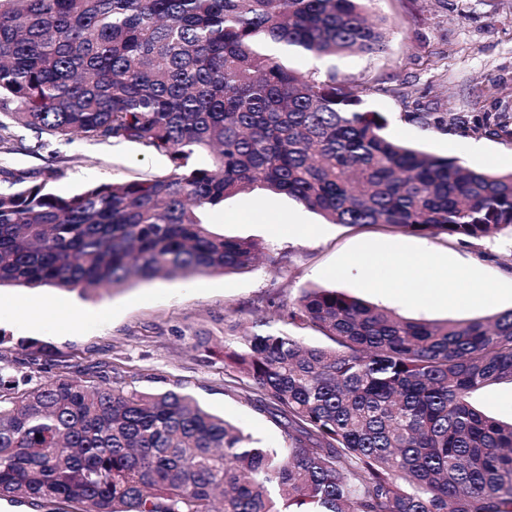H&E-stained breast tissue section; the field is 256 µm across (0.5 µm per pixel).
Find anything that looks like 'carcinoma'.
<instances>
[{"mask_svg": "<svg viewBox=\"0 0 512 512\" xmlns=\"http://www.w3.org/2000/svg\"><path fill=\"white\" fill-rule=\"evenodd\" d=\"M371 0H0V150L15 130L128 141L160 177L62 196L0 190V287L82 294L133 278L238 272L250 239L209 229L237 195L283 194L331 224L461 240L512 238V172L477 171L389 139L350 86L266 50L386 47ZM424 128L512 145V113L408 112ZM330 341L245 333L225 385L282 429L262 448L172 389L0 367V499L78 512H512V422L472 402L512 384V310L409 320L335 288L288 309Z\"/></svg>", "mask_w": 512, "mask_h": 512, "instance_id": "carcinoma-1", "label": "carcinoma"}]
</instances>
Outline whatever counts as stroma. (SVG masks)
Here are the masks:
<instances>
[{
    "label": "stroma",
    "instance_id": "1",
    "mask_svg": "<svg viewBox=\"0 0 512 512\" xmlns=\"http://www.w3.org/2000/svg\"><path fill=\"white\" fill-rule=\"evenodd\" d=\"M372 18L386 20L388 42L378 54L317 58L276 45L286 66L308 77L366 89L368 109L390 118L387 133L471 169L512 170V147L477 133L422 130L408 112L512 113V0H370ZM34 133L0 156V167L24 183L43 182L71 196L91 183L133 181L168 173L165 155L138 144L50 142L30 152ZM301 213L304 222L290 223ZM212 231L259 242L265 256L250 271L151 282L132 280L88 295L53 288H0V366L28 363L35 380H54L102 361L111 381L141 391L174 389L225 415L261 445H285L282 429L225 384L224 343L255 321L290 331L312 345L320 333L288 324V307L304 288H335L350 296L429 322L489 319L512 310V240L460 241L426 237L380 225L328 224L284 195L256 202L225 200L209 216ZM420 252L430 257L420 288L400 290L396 268L379 263L370 273L345 266L352 253ZM469 271L449 279L448 268ZM447 288V302L435 291ZM50 345L54 357L29 349Z\"/></svg>",
    "mask_w": 512,
    "mask_h": 512
}]
</instances>
